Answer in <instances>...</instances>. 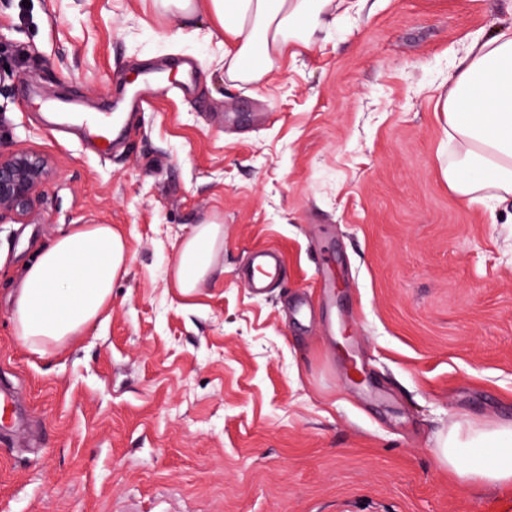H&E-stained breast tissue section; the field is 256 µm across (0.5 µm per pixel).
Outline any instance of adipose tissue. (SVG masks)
Returning a JSON list of instances; mask_svg holds the SVG:
<instances>
[{"label": "adipose tissue", "mask_w": 512, "mask_h": 512, "mask_svg": "<svg viewBox=\"0 0 512 512\" xmlns=\"http://www.w3.org/2000/svg\"><path fill=\"white\" fill-rule=\"evenodd\" d=\"M182 15L206 8L224 30V74L266 81L288 47L309 49L315 30L335 27L331 0H161ZM448 127L452 155L441 169L449 189L471 202H512V34L475 39L448 75L435 103ZM224 227L194 225L182 241L173 283L194 294L218 273ZM125 238L109 224H74L30 263L16 294L17 335L31 349L62 345L97 320L126 271ZM440 459L463 483L512 485V423L455 424Z\"/></svg>", "instance_id": "ef3b65f1"}]
</instances>
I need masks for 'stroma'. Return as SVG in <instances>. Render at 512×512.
Wrapping results in <instances>:
<instances>
[{
  "label": "stroma",
  "mask_w": 512,
  "mask_h": 512,
  "mask_svg": "<svg viewBox=\"0 0 512 512\" xmlns=\"http://www.w3.org/2000/svg\"><path fill=\"white\" fill-rule=\"evenodd\" d=\"M351 2L248 85L206 12L0 0V150L54 166L0 224V386L28 418L0 439V512H512V486H462L436 454L453 423L512 421V223L449 191L435 110L472 39L512 33V0ZM187 60L193 84L111 154L42 123L44 93L97 112ZM208 220L220 273L187 297L173 264ZM74 224L120 229L127 273L102 320L36 353L15 291ZM258 248L287 271L264 296L239 279Z\"/></svg>",
  "instance_id": "35a3bbf8"
}]
</instances>
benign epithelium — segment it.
<instances>
[{
    "label": "benign epithelium",
    "mask_w": 512,
    "mask_h": 512,
    "mask_svg": "<svg viewBox=\"0 0 512 512\" xmlns=\"http://www.w3.org/2000/svg\"><path fill=\"white\" fill-rule=\"evenodd\" d=\"M50 174L48 158L38 152L0 151V223L24 220Z\"/></svg>",
    "instance_id": "obj_1"
}]
</instances>
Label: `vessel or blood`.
<instances>
[{"label":"vessel or blood","instance_id":"obj_1","mask_svg":"<svg viewBox=\"0 0 512 512\" xmlns=\"http://www.w3.org/2000/svg\"><path fill=\"white\" fill-rule=\"evenodd\" d=\"M161 83L158 76L146 74L141 83L129 90L124 106L134 110L143 106L157 91ZM43 121L55 131L75 129L90 143L98 144L101 151H108L112 137L127 134L120 112L103 116L83 112L79 102L47 95L43 98ZM284 266L281 254L273 249L262 248L252 254L249 269L242 282L253 294H264L269 286L279 280Z\"/></svg>","mask_w":512,"mask_h":512}]
</instances>
